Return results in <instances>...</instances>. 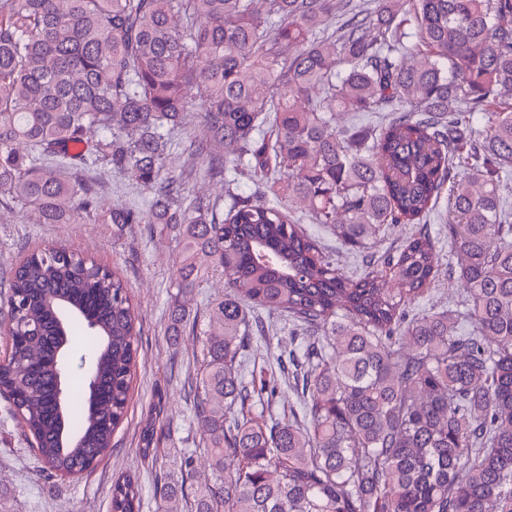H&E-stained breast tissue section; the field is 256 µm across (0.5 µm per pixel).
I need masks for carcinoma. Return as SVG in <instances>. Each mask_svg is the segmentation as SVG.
Wrapping results in <instances>:
<instances>
[{
  "mask_svg": "<svg viewBox=\"0 0 512 512\" xmlns=\"http://www.w3.org/2000/svg\"><path fill=\"white\" fill-rule=\"evenodd\" d=\"M195 97L204 135L183 152L226 191L185 208L165 154ZM339 112L382 117L338 129ZM90 163L152 194L148 211L98 223L174 226L180 289L224 275L194 386L216 480L195 512H512V0H0V196L40 224H76L95 201L68 172ZM242 167L250 192L224 178ZM445 189L463 293L425 313L411 306L439 266L427 230L351 278L284 203L367 249L388 224L425 223ZM8 306L0 394L48 470L82 474L127 411V287L48 244L13 272ZM252 308L320 332L303 421L226 416L277 389L244 385L241 350L265 332ZM77 344L86 373L66 378L59 407L53 357ZM177 496L157 489V512H177ZM141 509L140 488L116 479L112 512Z\"/></svg>",
  "mask_w": 512,
  "mask_h": 512,
  "instance_id": "obj_1",
  "label": "carcinoma"
}]
</instances>
